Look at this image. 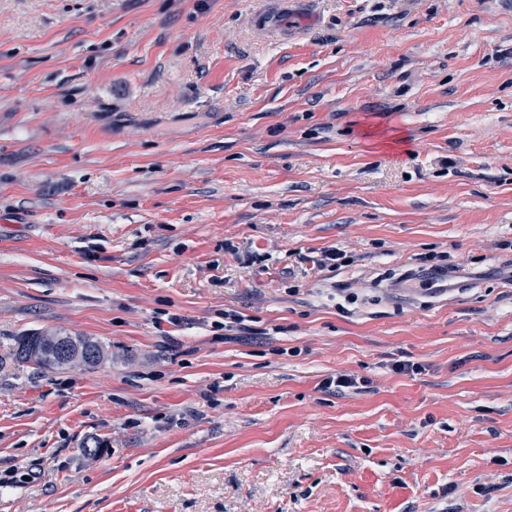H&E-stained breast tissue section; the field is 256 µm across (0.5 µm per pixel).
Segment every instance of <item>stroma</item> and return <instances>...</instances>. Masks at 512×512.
Listing matches in <instances>:
<instances>
[{
	"mask_svg": "<svg viewBox=\"0 0 512 512\" xmlns=\"http://www.w3.org/2000/svg\"><path fill=\"white\" fill-rule=\"evenodd\" d=\"M53 332L106 356L15 359ZM1 479L0 512H512V0H0ZM68 337L75 340L80 347H90V348L96 350V352H97L96 360L94 362H90V363L84 362L83 360H78L73 363L62 364L54 358L52 352L49 350H44V351L42 350V357L38 360H33L26 353V349H27V347H29L31 345H35L38 342V336H21L18 339V346L15 351V356L20 362L33 363L40 368H62V367L69 366V365H72L75 363H80V364H83L84 366L93 367V366H96L97 364H99L100 361L103 359L104 352H103L101 345L98 342L93 341V339H91L89 337H80V336H68Z\"/></svg>",
	"mask_w": 512,
	"mask_h": 512,
	"instance_id": "35a3bbf8",
	"label": "stroma"
}]
</instances>
